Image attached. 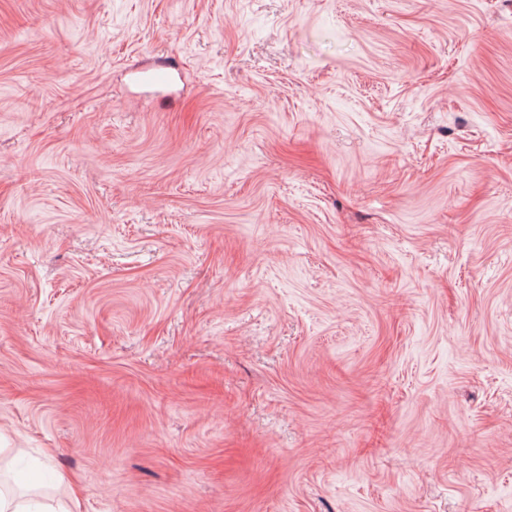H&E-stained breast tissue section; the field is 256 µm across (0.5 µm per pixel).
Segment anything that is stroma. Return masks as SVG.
Here are the masks:
<instances>
[{
    "label": "stroma",
    "instance_id": "35a3bbf8",
    "mask_svg": "<svg viewBox=\"0 0 512 512\" xmlns=\"http://www.w3.org/2000/svg\"><path fill=\"white\" fill-rule=\"evenodd\" d=\"M0 474L512 512V0H0Z\"/></svg>",
    "mask_w": 512,
    "mask_h": 512
}]
</instances>
